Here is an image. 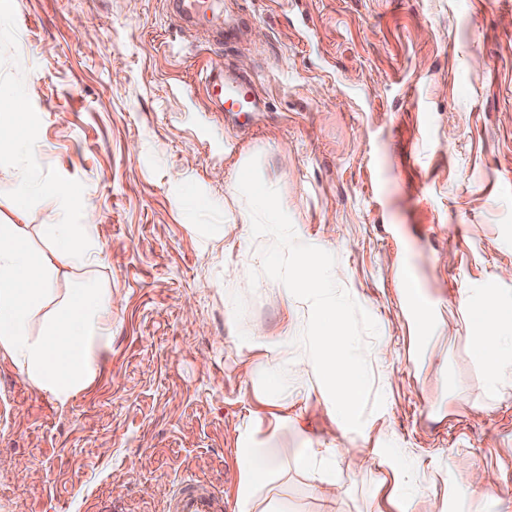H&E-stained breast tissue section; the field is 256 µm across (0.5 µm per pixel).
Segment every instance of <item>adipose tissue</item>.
I'll return each instance as SVG.
<instances>
[{
  "instance_id": "adipose-tissue-1",
  "label": "adipose tissue",
  "mask_w": 512,
  "mask_h": 512,
  "mask_svg": "<svg viewBox=\"0 0 512 512\" xmlns=\"http://www.w3.org/2000/svg\"><path fill=\"white\" fill-rule=\"evenodd\" d=\"M0 89V154L32 139L25 113ZM71 196L72 186L53 180L15 185L12 216L0 214V354L9 356L34 387L66 401L96 375L98 353L112 344V291L96 273L104 262L94 224H19L30 195ZM472 333L469 355L483 375L487 400L512 384V287L471 288L460 302ZM294 468L318 474L325 486L323 512H335L336 451L298 448ZM258 447L250 428L237 434L238 512H288L271 493L284 461Z\"/></svg>"
}]
</instances>
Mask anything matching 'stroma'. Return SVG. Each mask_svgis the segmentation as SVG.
Segmentation results:
<instances>
[{"mask_svg":"<svg viewBox=\"0 0 512 512\" xmlns=\"http://www.w3.org/2000/svg\"><path fill=\"white\" fill-rule=\"evenodd\" d=\"M170 0H0V86L34 126L0 163L75 186L31 196L26 224L92 213L112 290V346L67 403L0 356V512H166L202 480L237 512L236 430L287 455L337 449L338 512H398L379 487L394 451L424 476L425 512L455 486L512 512V387L495 403L467 346L466 289L512 273V0H222L236 38L181 30ZM252 74L259 114L225 124L209 69ZM258 158L292 222L336 258V281L375 320L367 354L380 411L350 430L311 374L289 422L252 373L239 331L300 335L261 272L229 191ZM414 276L441 337L417 339L400 287ZM322 485L288 468L274 492L318 512Z\"/></svg>","mask_w":512,"mask_h":512,"instance_id":"stroma-1","label":"stroma"}]
</instances>
